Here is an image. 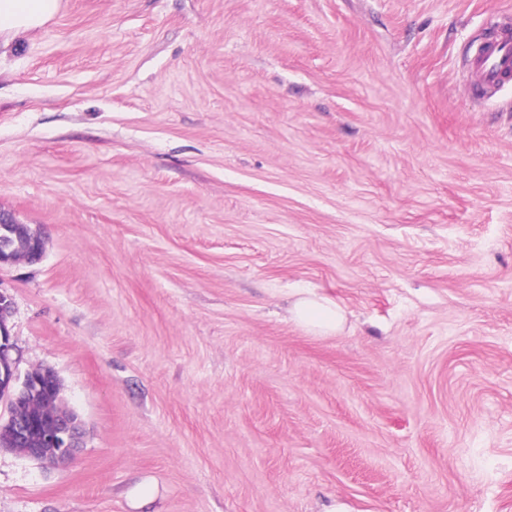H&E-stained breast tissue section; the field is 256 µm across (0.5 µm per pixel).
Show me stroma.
I'll use <instances>...</instances> for the list:
<instances>
[{
	"label": "stroma",
	"mask_w": 512,
	"mask_h": 512,
	"mask_svg": "<svg viewBox=\"0 0 512 512\" xmlns=\"http://www.w3.org/2000/svg\"><path fill=\"white\" fill-rule=\"evenodd\" d=\"M506 17L63 0L1 45L0 210L46 241L6 325L87 434L1 450L0 512H512V85L466 64ZM290 313L299 325L318 335L336 334L344 321V312L336 302L316 293L298 296Z\"/></svg>",
	"instance_id": "obj_1"
}]
</instances>
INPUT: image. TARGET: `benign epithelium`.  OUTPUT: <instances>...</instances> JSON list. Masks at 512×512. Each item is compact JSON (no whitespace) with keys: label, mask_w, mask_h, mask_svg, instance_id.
Instances as JSON below:
<instances>
[{"label":"benign epithelium","mask_w":512,"mask_h":512,"mask_svg":"<svg viewBox=\"0 0 512 512\" xmlns=\"http://www.w3.org/2000/svg\"><path fill=\"white\" fill-rule=\"evenodd\" d=\"M43 253L41 236L0 212V266L19 259L37 262ZM9 307L8 298L0 293V396L10 406L8 419L0 427V449L35 460H70L84 447L85 424L75 412L57 409L61 383L54 371L20 373L3 322Z\"/></svg>","instance_id":"1"}]
</instances>
